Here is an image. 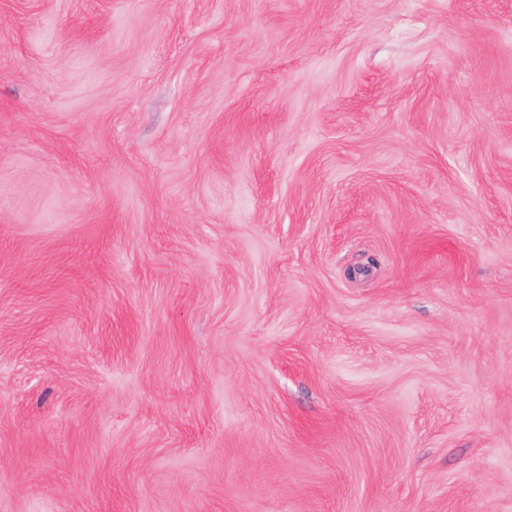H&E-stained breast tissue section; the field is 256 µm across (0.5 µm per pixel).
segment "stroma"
Returning <instances> with one entry per match:
<instances>
[{"instance_id":"1","label":"stroma","mask_w":512,"mask_h":512,"mask_svg":"<svg viewBox=\"0 0 512 512\" xmlns=\"http://www.w3.org/2000/svg\"><path fill=\"white\" fill-rule=\"evenodd\" d=\"M0 512H512V0H0Z\"/></svg>"}]
</instances>
